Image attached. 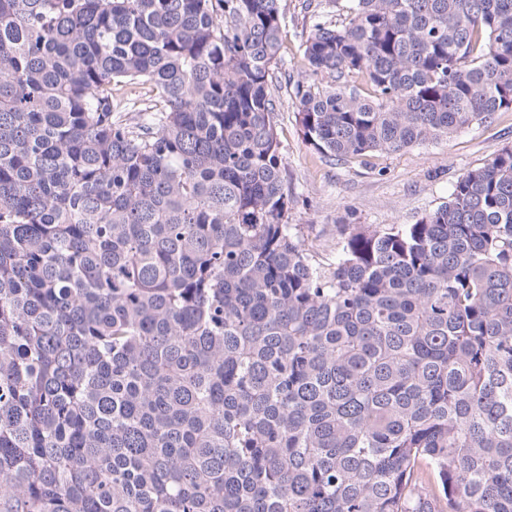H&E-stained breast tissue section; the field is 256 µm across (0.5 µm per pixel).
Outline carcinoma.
<instances>
[{"label": "carcinoma", "instance_id": "1", "mask_svg": "<svg viewBox=\"0 0 512 512\" xmlns=\"http://www.w3.org/2000/svg\"><path fill=\"white\" fill-rule=\"evenodd\" d=\"M283 2L0 0V512H512V148L321 270ZM305 9L328 159L512 111V0Z\"/></svg>", "mask_w": 512, "mask_h": 512}]
</instances>
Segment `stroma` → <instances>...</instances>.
I'll list each match as a JSON object with an SVG mask.
<instances>
[{"mask_svg":"<svg viewBox=\"0 0 512 512\" xmlns=\"http://www.w3.org/2000/svg\"><path fill=\"white\" fill-rule=\"evenodd\" d=\"M301 0H288L282 26L284 56L298 75L301 34L309 24ZM275 124L282 145L288 185L295 201L290 223L299 225L322 262L334 261L341 224H413L446 202L459 177L483 166L496 152L512 146V111L474 124L447 141L367 160L333 161L305 142L296 122V101L287 89L275 93Z\"/></svg>","mask_w":512,"mask_h":512,"instance_id":"stroma-1","label":"stroma"}]
</instances>
